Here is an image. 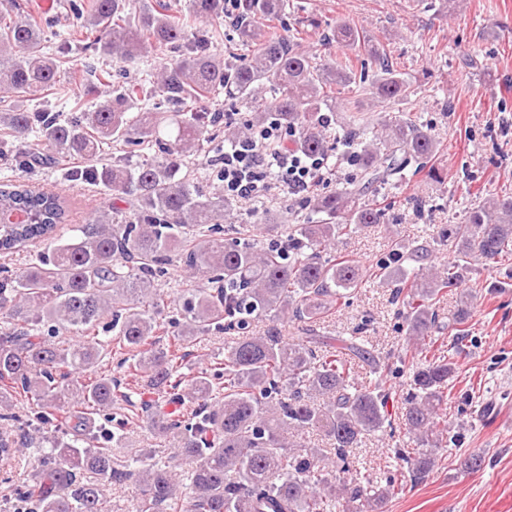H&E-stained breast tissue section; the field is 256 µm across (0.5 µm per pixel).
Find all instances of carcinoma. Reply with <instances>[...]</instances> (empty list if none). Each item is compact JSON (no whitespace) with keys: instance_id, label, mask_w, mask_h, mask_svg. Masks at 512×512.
<instances>
[{"instance_id":"cac0c4a2","label":"carcinoma","mask_w":512,"mask_h":512,"mask_svg":"<svg viewBox=\"0 0 512 512\" xmlns=\"http://www.w3.org/2000/svg\"><path fill=\"white\" fill-rule=\"evenodd\" d=\"M131 2L75 0L70 9L80 28L100 33L92 45L104 56L132 59L163 50L156 77L127 82L114 99L67 121L34 104L60 81L65 61L38 53L40 26L20 5L0 13V103L24 98L5 109L12 135L32 134L53 154L84 159L85 167L64 170L65 180L98 184L114 200L134 201L125 223L99 210L65 238L58 233L68 221L65 195L0 181V211L26 216L0 223V253L43 245L27 267L0 278V462L16 467L25 448L43 457L42 469L17 493L22 510L108 512L99 482L129 479L139 490L131 512H366L435 466L448 434L440 417L444 390L472 320L468 296L446 324L436 300L461 287L464 263L512 256V196L475 204L464 223L438 237L461 258L440 271L384 265L370 272L332 254L341 237L380 223L381 209L362 202L368 188L402 178L439 151L409 112L363 121L365 95L383 103L410 95L384 49L351 24L332 33L340 46L380 62L381 75L368 84L365 72L324 61L267 30L265 22L286 12V0H240L237 28L251 58L221 60L209 51L219 29L189 36L190 20L172 14L167 0H155L132 25ZM223 15L224 0H192V17ZM334 86L347 88L349 98L337 102ZM264 89L275 96L271 106ZM221 93L246 107L254 123L275 109L296 131L295 144L310 154L331 151L327 114L350 113L360 146L352 157L358 177L311 199L319 220L296 225L286 248L218 236L232 202L204 190L185 170L186 154L214 135L219 117L205 103ZM152 99L154 111L130 113V103ZM114 143L144 146L150 154L133 165L121 158L98 164L104 146ZM174 263L207 286L186 289L177 314L164 322L155 281ZM372 276L400 285L395 299L407 309L410 344L400 362L408 366L403 417L414 447L394 449L407 474L388 477L383 486L362 474L351 452L364 436L390 427L389 359L371 351L365 324L347 336L317 330L333 305L349 303ZM106 318L112 335L100 336L96 329ZM259 320L273 327L251 333ZM285 320L302 322L295 335L275 327ZM162 328L176 344L223 331L224 362L181 372L185 355L155 339ZM445 330L448 354L428 356ZM114 344L125 351L121 366L130 378L122 394L120 383L99 370ZM360 362L374 375L364 386L352 379ZM143 386L164 391L176 406L152 412L151 427L163 439H176L175 456L191 468L188 485L146 450L119 459L125 434L110 431L106 411L114 398L128 401ZM12 389L32 406L41 436H26ZM310 436L319 442H306ZM101 439L112 447L97 445Z\"/></svg>"}]
</instances>
